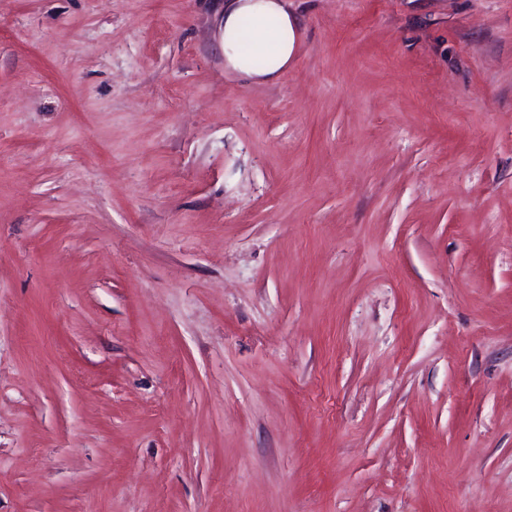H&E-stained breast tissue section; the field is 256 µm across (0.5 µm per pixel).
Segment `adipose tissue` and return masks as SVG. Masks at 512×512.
<instances>
[{
	"mask_svg": "<svg viewBox=\"0 0 512 512\" xmlns=\"http://www.w3.org/2000/svg\"><path fill=\"white\" fill-rule=\"evenodd\" d=\"M298 26L286 0H226L224 66L257 81L276 80L295 55Z\"/></svg>",
	"mask_w": 512,
	"mask_h": 512,
	"instance_id": "ef3b65f1",
	"label": "adipose tissue"
}]
</instances>
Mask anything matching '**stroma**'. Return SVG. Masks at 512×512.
Here are the masks:
<instances>
[{
	"mask_svg": "<svg viewBox=\"0 0 512 512\" xmlns=\"http://www.w3.org/2000/svg\"><path fill=\"white\" fill-rule=\"evenodd\" d=\"M0 0V512H512V0ZM224 67L257 82L276 80L298 43V26L286 0H225ZM247 22V25H245ZM261 58H267L263 65Z\"/></svg>",
	"mask_w": 512,
	"mask_h": 512,
	"instance_id": "obj_1",
	"label": "stroma"
}]
</instances>
